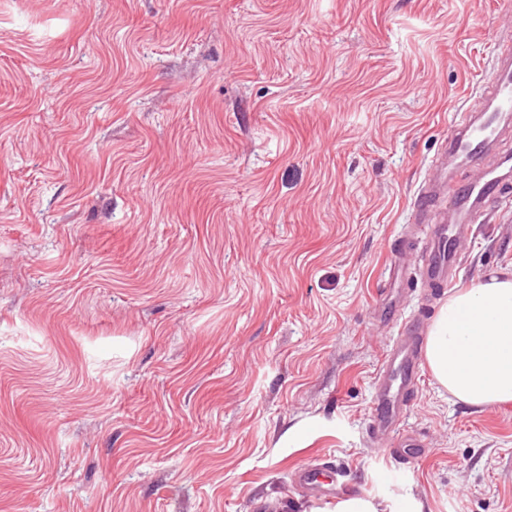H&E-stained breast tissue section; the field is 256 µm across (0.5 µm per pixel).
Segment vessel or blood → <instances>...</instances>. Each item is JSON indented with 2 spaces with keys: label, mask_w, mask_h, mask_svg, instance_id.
Instances as JSON below:
<instances>
[{
  "label": "vessel or blood",
  "mask_w": 512,
  "mask_h": 512,
  "mask_svg": "<svg viewBox=\"0 0 512 512\" xmlns=\"http://www.w3.org/2000/svg\"><path fill=\"white\" fill-rule=\"evenodd\" d=\"M493 77L475 105L465 109L452 124L430 164V173L418 187L412 205V223L423 234L422 255L417 265L420 280L439 292L459 280L458 246L472 224L484 217L494 201L512 191V149L502 147L512 130V40L493 45ZM473 165L471 179L456 178L458 168ZM424 338L418 327L409 326L397 336L375 377V397L369 419L372 438H391L386 456L399 464L410 462L423 448L422 442L393 433L403 419L420 379ZM323 464L300 468L296 484L326 501L348 492L345 480L323 481Z\"/></svg>",
  "instance_id": "vessel-or-blood-1"
}]
</instances>
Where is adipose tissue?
Instances as JSON below:
<instances>
[{
	"label": "adipose tissue",
	"mask_w": 512,
	"mask_h": 512,
	"mask_svg": "<svg viewBox=\"0 0 512 512\" xmlns=\"http://www.w3.org/2000/svg\"><path fill=\"white\" fill-rule=\"evenodd\" d=\"M436 383L475 407L512 401V274L449 297L425 346Z\"/></svg>",
	"instance_id": "ef3b65f1"
}]
</instances>
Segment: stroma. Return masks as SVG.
Returning <instances> with one entry per match:
<instances>
[{
	"mask_svg": "<svg viewBox=\"0 0 512 512\" xmlns=\"http://www.w3.org/2000/svg\"><path fill=\"white\" fill-rule=\"evenodd\" d=\"M512 0H0V512H512V402L423 372L393 473L374 377L447 294L411 204ZM459 285L512 272V194ZM392 447V448H388ZM423 444L411 436L398 438L384 448H378L390 460L398 464H406L422 452ZM323 470H330L326 463L304 466L295 473V483L303 487L314 497L325 501L336 499L337 502L341 494L352 491L345 480L341 478L338 469H336L335 483L333 480L325 482L320 479V475L324 472Z\"/></svg>",
	"mask_w": 512,
	"mask_h": 512,
	"instance_id": "1",
	"label": "stroma"
}]
</instances>
